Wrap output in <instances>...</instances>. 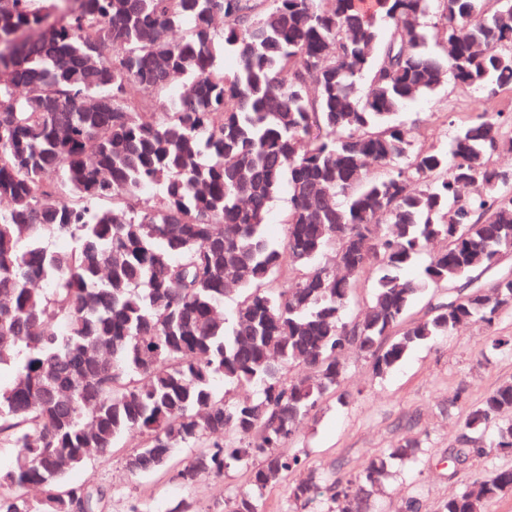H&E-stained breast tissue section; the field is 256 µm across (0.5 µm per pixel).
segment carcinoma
I'll return each mask as SVG.
<instances>
[{"label": "carcinoma", "mask_w": 512, "mask_h": 512, "mask_svg": "<svg viewBox=\"0 0 512 512\" xmlns=\"http://www.w3.org/2000/svg\"><path fill=\"white\" fill-rule=\"evenodd\" d=\"M450 83L488 101L512 87V0H0V512H102L104 491L65 474L129 434L130 473L192 448L184 486L245 467L224 512H259L303 469L287 450L302 424L344 398L347 354L381 377L462 324L492 327L512 307L504 277L406 321L425 289L512 252V167L492 161L512 152V114L485 108L427 149L395 122ZM421 453L410 438L326 488L308 472L289 501L371 512ZM510 453L505 382L472 407L448 472ZM511 493L496 467L438 512ZM287 205L288 192L283 188L273 203L272 211L268 220L267 230L271 239L280 240L282 238L284 224H281V219ZM299 472L288 473L287 476L278 482L271 484L261 499L259 512H289L288 510V489L290 484L298 477Z\"/></svg>", "instance_id": "1"}]
</instances>
